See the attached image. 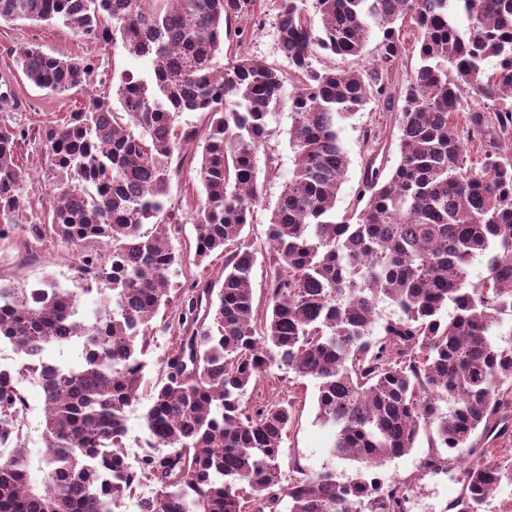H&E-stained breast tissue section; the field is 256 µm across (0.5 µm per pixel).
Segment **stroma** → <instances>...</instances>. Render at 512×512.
Listing matches in <instances>:
<instances>
[{"instance_id":"obj_1","label":"stroma","mask_w":512,"mask_h":512,"mask_svg":"<svg viewBox=\"0 0 512 512\" xmlns=\"http://www.w3.org/2000/svg\"><path fill=\"white\" fill-rule=\"evenodd\" d=\"M26 45L39 46L57 56H95L102 70L107 73L114 69L137 71L144 69L145 64L120 50H95L92 44L60 25L30 21L0 25V124L25 127L32 137L30 143L22 146L19 160L27 178L31 203L18 214L9 242L0 243V281L19 288H36L49 276L61 287L76 290L85 287L86 282L78 276L72 249L49 238L40 243L34 242L27 237L24 228L42 220L53 202L55 192L52 161L41 145L39 136L48 126L62 122L70 113L83 107L86 94L81 90L54 93L38 89L23 80L15 66L14 56L20 47ZM290 126L291 114L288 107H280L269 122L268 147L258 155L264 198L262 204L256 207L253 222L247 227L245 236L248 243L260 252L266 248V230L271 211L293 167V152L288 135ZM372 126L384 129L379 162L389 168L397 163L399 130L395 115L380 110L377 104H369L341 132L349 166L336 202L339 212L351 209L362 185L369 158L363 132ZM173 163L179 166L180 172L172 178L168 192L172 205L178 210L181 224L178 231L171 234L170 242L180 259L169 272L171 301L161 312L167 325L152 331L148 337L147 360L149 375L153 378L164 373L166 362L176 345L179 336L178 315L184 293L196 282H207L217 289L223 281V257L214 255L200 264L194 255L195 228L190 221V214L201 190L194 178L197 158L193 152L187 151L175 157ZM315 385L314 379H297L287 370L274 367L266 378L249 387L243 398L244 405L250 407L274 391L280 398L296 403L295 421L282 443L284 458L280 480L285 484L293 479V467L297 464L309 472L330 468L344 478L354 476L360 467L359 462L331 455L333 431L323 426L317 418ZM25 390L30 412L23 424L20 444L28 452L31 477L38 481L43 477L42 455L45 447L43 393L38 385L31 382L26 383ZM149 398V390H142L138 403L126 412L123 449L130 460L136 462L151 450V439L143 417Z\"/></svg>"}]
</instances>
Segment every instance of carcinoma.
<instances>
[{
    "instance_id": "1",
    "label": "carcinoma",
    "mask_w": 512,
    "mask_h": 512,
    "mask_svg": "<svg viewBox=\"0 0 512 512\" xmlns=\"http://www.w3.org/2000/svg\"><path fill=\"white\" fill-rule=\"evenodd\" d=\"M271 11L286 70L245 51L247 23ZM18 20L61 24L149 69L100 80L42 137L56 203L26 232L71 247L99 297L87 308L89 288L0 283V338L23 357L18 382L0 374V423L21 412L24 380L41 386L45 411L44 477L31 480L23 448L0 458V512H116L144 479L156 489L142 512H279L285 499L289 512H393L377 469L422 432L440 460L469 449L460 512H479L512 482L496 449L512 440V345L496 335L512 314V157L501 148L512 137V0H0V23ZM319 51L341 65L315 67ZM413 52L417 67L394 84ZM15 63L29 83L60 93L86 88L98 69L39 47L18 50ZM288 84L293 169L268 225L276 273L260 312L244 232L263 198L257 155ZM372 101L395 113L399 161L388 174L370 161L355 212L340 215L349 160L339 133ZM181 112H205L210 123L181 130ZM28 138L0 125V240L28 203L17 163ZM193 141L195 256L224 255V280L218 294L208 286L188 300L168 372L153 382L147 337L177 262L171 164ZM469 143L479 147L475 164ZM478 255L488 274L474 285ZM382 299L400 314L375 336ZM69 344L80 362L42 358ZM274 364L317 380L333 454L366 471L341 481L300 470L280 484L293 403H242ZM145 384L146 426L168 452L132 471L119 448ZM478 432L481 448L470 444Z\"/></svg>"
}]
</instances>
